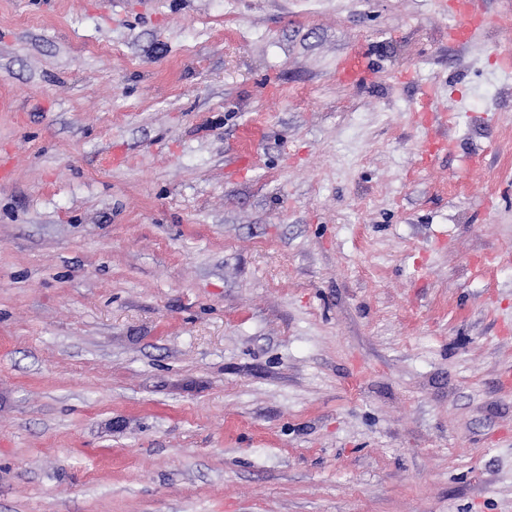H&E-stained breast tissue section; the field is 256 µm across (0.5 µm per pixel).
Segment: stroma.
<instances>
[{
  "instance_id": "obj_1",
  "label": "stroma",
  "mask_w": 512,
  "mask_h": 512,
  "mask_svg": "<svg viewBox=\"0 0 512 512\" xmlns=\"http://www.w3.org/2000/svg\"><path fill=\"white\" fill-rule=\"evenodd\" d=\"M452 24L0 0V512H512V25ZM374 68L369 56L362 48L352 51L345 65L341 67L339 72L343 78L352 82L365 81L373 74ZM421 108L420 123L424 128L430 130L422 151L423 158L427 160L428 157L447 150V140L434 134L433 131L436 127L448 126V113L440 111L434 95L427 90L422 95Z\"/></svg>"
}]
</instances>
